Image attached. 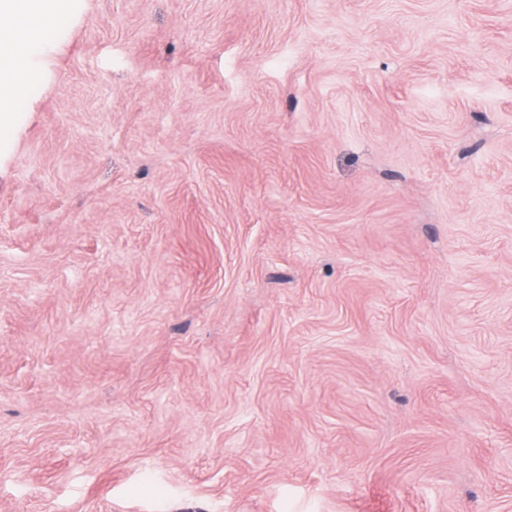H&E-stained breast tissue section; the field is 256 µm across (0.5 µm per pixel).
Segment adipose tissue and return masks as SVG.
I'll return each instance as SVG.
<instances>
[{
  "label": "adipose tissue",
  "mask_w": 512,
  "mask_h": 512,
  "mask_svg": "<svg viewBox=\"0 0 512 512\" xmlns=\"http://www.w3.org/2000/svg\"><path fill=\"white\" fill-rule=\"evenodd\" d=\"M73 0H0V127L10 125L32 69L54 46Z\"/></svg>",
  "instance_id": "ef3b65f1"
}]
</instances>
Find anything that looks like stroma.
<instances>
[{
	"label": "stroma",
	"instance_id": "obj_1",
	"mask_svg": "<svg viewBox=\"0 0 512 512\" xmlns=\"http://www.w3.org/2000/svg\"><path fill=\"white\" fill-rule=\"evenodd\" d=\"M0 512H512V0H81L0 129Z\"/></svg>",
	"mask_w": 512,
	"mask_h": 512
}]
</instances>
